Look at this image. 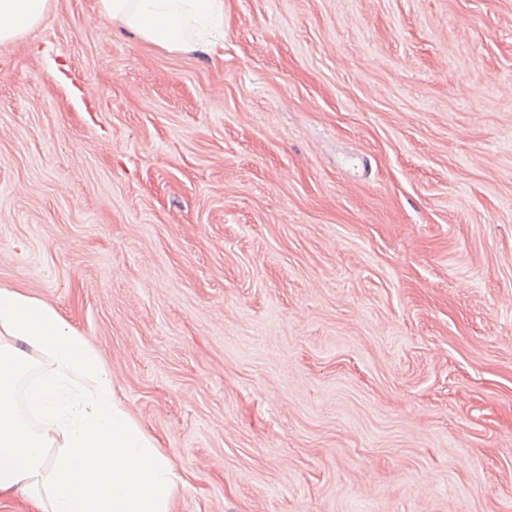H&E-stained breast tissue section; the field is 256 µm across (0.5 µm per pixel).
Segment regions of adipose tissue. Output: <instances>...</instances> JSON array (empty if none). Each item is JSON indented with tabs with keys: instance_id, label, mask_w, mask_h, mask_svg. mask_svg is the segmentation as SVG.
Here are the masks:
<instances>
[{
	"instance_id": "obj_1",
	"label": "adipose tissue",
	"mask_w": 512,
	"mask_h": 512,
	"mask_svg": "<svg viewBox=\"0 0 512 512\" xmlns=\"http://www.w3.org/2000/svg\"><path fill=\"white\" fill-rule=\"evenodd\" d=\"M48 0H0V44L44 19ZM139 40L211 54L224 0H99ZM46 367L31 375V352ZM177 474L112 388L98 352L48 304L0 287V497L36 512H171Z\"/></svg>"
}]
</instances>
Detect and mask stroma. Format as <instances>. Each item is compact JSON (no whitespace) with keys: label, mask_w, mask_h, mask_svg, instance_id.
I'll return each instance as SVG.
<instances>
[{"label":"stroma","mask_w":512,"mask_h":512,"mask_svg":"<svg viewBox=\"0 0 512 512\" xmlns=\"http://www.w3.org/2000/svg\"><path fill=\"white\" fill-rule=\"evenodd\" d=\"M49 0L0 44V287L100 353L174 512H512V0ZM99 14L144 42L211 54L224 33V0H99Z\"/></svg>","instance_id":"stroma-1"}]
</instances>
